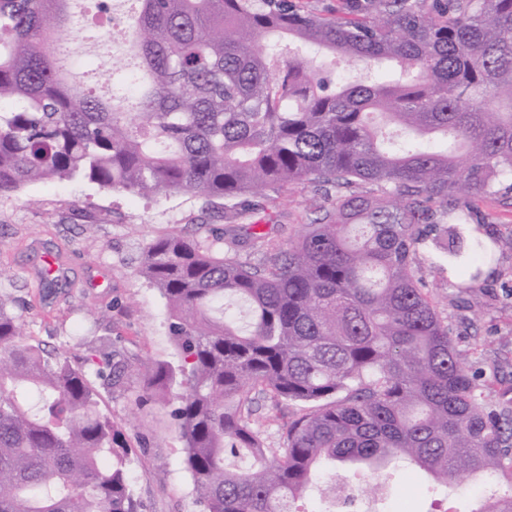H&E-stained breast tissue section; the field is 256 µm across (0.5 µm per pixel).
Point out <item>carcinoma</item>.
Masks as SVG:
<instances>
[{"instance_id": "obj_1", "label": "carcinoma", "mask_w": 512, "mask_h": 512, "mask_svg": "<svg viewBox=\"0 0 512 512\" xmlns=\"http://www.w3.org/2000/svg\"><path fill=\"white\" fill-rule=\"evenodd\" d=\"M74 0H0V197L84 178L149 197L245 199L330 185V209L286 242L252 232L250 264L170 232L140 274L166 299L176 364L147 389L181 387L174 410L203 512H303L327 462L358 476L396 458L446 486L505 490L470 512H512V386L478 382L416 276L431 232L460 264L471 198H512V0H342L336 15L295 0H137L130 97L105 98L68 68ZM286 38L376 70L333 86L288 57ZM249 308L245 323L224 299ZM0 299V512H139L128 445L97 407L119 363L103 337L76 357L22 340ZM307 404L267 448L256 397ZM245 449L255 469L230 471Z\"/></svg>"}]
</instances>
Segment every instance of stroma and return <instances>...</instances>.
<instances>
[{"label": "stroma", "instance_id": "obj_1", "mask_svg": "<svg viewBox=\"0 0 512 512\" xmlns=\"http://www.w3.org/2000/svg\"><path fill=\"white\" fill-rule=\"evenodd\" d=\"M325 198L309 184L276 199L259 201L261 227L270 237H296ZM481 225L476 239L503 241L495 261L482 267L479 280L460 292L453 268L433 263L431 242L420 245L417 275L431 291L448 321L456 347L466 353L480 380H512V200L477 197L472 201ZM224 203L184 194L149 199L112 192L86 180L28 185L0 197V298L23 323L26 339L50 352L75 350L81 336H107L113 351L127 359L126 370L100 408L120 425L131 446L129 478L141 512H201L194 481L185 464L184 442L173 417L175 397L158 400L144 392L141 372L149 364L176 361L169 334L166 301L160 290L138 274L145 245L170 231L213 242L240 261L257 263L260 254L245 229L238 245L223 239ZM60 268L58 284L42 287L38 270L46 261ZM300 404L259 398L253 420L266 447L283 444V423ZM366 485H387L391 495L383 512H448V503L478 495L470 480L447 489H428L402 462L368 472Z\"/></svg>", "mask_w": 512, "mask_h": 512}]
</instances>
